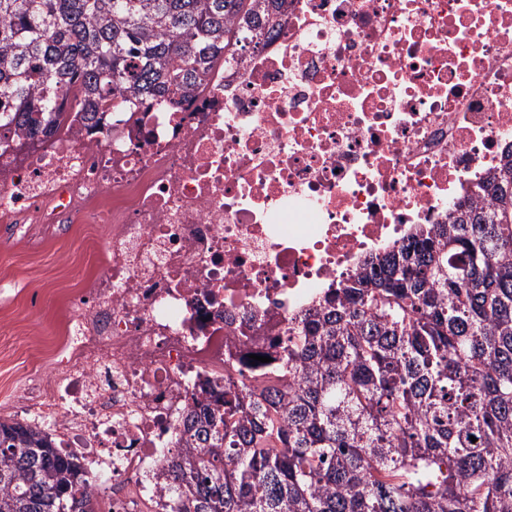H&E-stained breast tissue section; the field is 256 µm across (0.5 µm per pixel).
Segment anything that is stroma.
<instances>
[{"label": "stroma", "mask_w": 512, "mask_h": 512, "mask_svg": "<svg viewBox=\"0 0 512 512\" xmlns=\"http://www.w3.org/2000/svg\"><path fill=\"white\" fill-rule=\"evenodd\" d=\"M82 225L60 224L39 247L0 224V405H19L26 372L41 365L36 341H48L69 314L68 291L102 273Z\"/></svg>", "instance_id": "obj_1"}]
</instances>
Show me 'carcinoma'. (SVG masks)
<instances>
[{
  "label": "carcinoma",
  "instance_id": "cac0c4a2",
  "mask_svg": "<svg viewBox=\"0 0 512 512\" xmlns=\"http://www.w3.org/2000/svg\"><path fill=\"white\" fill-rule=\"evenodd\" d=\"M284 2L0 0V137L41 144L67 107L100 133L101 98L181 106ZM270 347L262 382L231 365L191 395L193 442L159 474L172 512H512V152ZM0 512L99 501L75 455L1 421Z\"/></svg>",
  "mask_w": 512,
  "mask_h": 512
}]
</instances>
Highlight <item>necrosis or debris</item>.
Segmentation results:
<instances>
[{"instance_id":"1","label":"necrosis or debris","mask_w":512,"mask_h":512,"mask_svg":"<svg viewBox=\"0 0 512 512\" xmlns=\"http://www.w3.org/2000/svg\"><path fill=\"white\" fill-rule=\"evenodd\" d=\"M512 148V0H288L184 106L0 142V223L103 224L105 271L17 408L104 512H171L156 474L191 394L364 256L443 224Z\"/></svg>"}]
</instances>
